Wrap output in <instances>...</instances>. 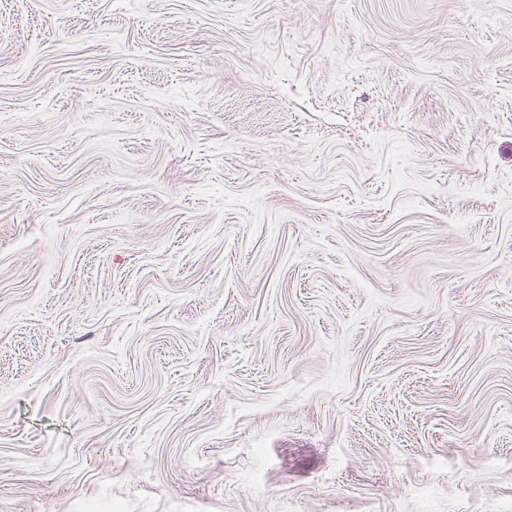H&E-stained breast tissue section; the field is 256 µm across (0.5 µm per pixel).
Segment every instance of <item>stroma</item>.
I'll return each instance as SVG.
<instances>
[{
  "mask_svg": "<svg viewBox=\"0 0 512 512\" xmlns=\"http://www.w3.org/2000/svg\"><path fill=\"white\" fill-rule=\"evenodd\" d=\"M512 507V0H0V512Z\"/></svg>",
  "mask_w": 512,
  "mask_h": 512,
  "instance_id": "35a3bbf8",
  "label": "stroma"
}]
</instances>
